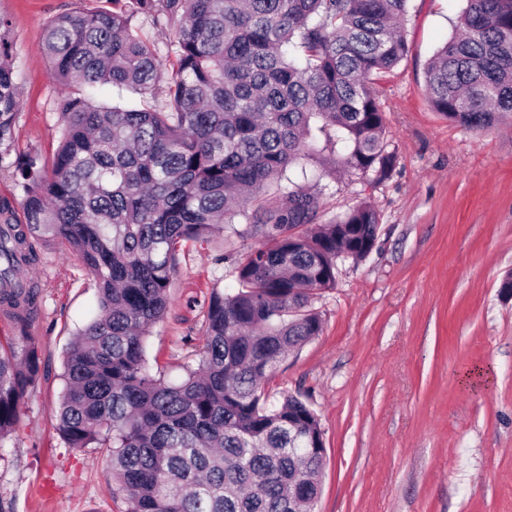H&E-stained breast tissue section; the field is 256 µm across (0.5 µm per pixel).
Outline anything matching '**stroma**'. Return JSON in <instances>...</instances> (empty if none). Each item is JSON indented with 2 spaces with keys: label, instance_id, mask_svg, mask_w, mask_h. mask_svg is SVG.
I'll return each instance as SVG.
<instances>
[{
  "label": "stroma",
  "instance_id": "obj_1",
  "mask_svg": "<svg viewBox=\"0 0 512 512\" xmlns=\"http://www.w3.org/2000/svg\"><path fill=\"white\" fill-rule=\"evenodd\" d=\"M101 0H0L11 21L23 107L0 147V201L19 205L12 163L58 146L60 91L40 48L43 25ZM466 0H409L406 57L380 81L391 175L335 177L310 153L288 176L318 198L319 220L368 202L381 218L362 262H345L315 296L322 330L277 364L271 399L302 395L326 455L314 512H512V122L467 129L427 99V66L454 33ZM233 228L179 261L171 304L147 356L168 380L197 366L213 289L232 291L224 262L249 240ZM34 334L40 375L16 438L0 448V512H125L101 450L69 452L55 429L72 334L93 319L97 291L73 253L40 252Z\"/></svg>",
  "mask_w": 512,
  "mask_h": 512
}]
</instances>
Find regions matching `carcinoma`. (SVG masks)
<instances>
[{
  "instance_id": "cac0c4a2",
  "label": "carcinoma",
  "mask_w": 512,
  "mask_h": 512,
  "mask_svg": "<svg viewBox=\"0 0 512 512\" xmlns=\"http://www.w3.org/2000/svg\"><path fill=\"white\" fill-rule=\"evenodd\" d=\"M408 0H107L61 12L41 46L62 91L51 165L14 162L23 219L0 202V448L38 378L33 327L40 281L23 275L42 243L80 257L97 315L74 334L56 429L65 447L103 448L126 512H305L319 495L317 413L297 395L268 401L262 382L313 339L315 292L336 288L338 263L365 259L380 226L360 204L316 223L317 197L269 182L312 143L334 171L390 176L373 76L407 52ZM171 31L159 44L134 21ZM459 33L427 72L431 106L465 128L512 115V0H467ZM111 86L139 96L94 101ZM22 96L10 21L0 14V146ZM243 216L258 245L224 256L236 288L213 289L203 356L179 383L151 373L145 342L166 313L178 258Z\"/></svg>"
}]
</instances>
